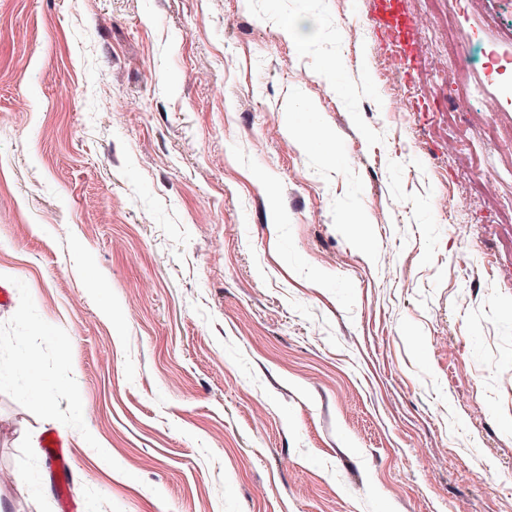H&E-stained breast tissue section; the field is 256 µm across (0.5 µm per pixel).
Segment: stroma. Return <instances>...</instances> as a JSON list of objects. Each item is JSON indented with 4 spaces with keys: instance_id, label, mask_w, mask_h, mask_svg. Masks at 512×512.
Returning a JSON list of instances; mask_svg holds the SVG:
<instances>
[{
    "instance_id": "1",
    "label": "stroma",
    "mask_w": 512,
    "mask_h": 512,
    "mask_svg": "<svg viewBox=\"0 0 512 512\" xmlns=\"http://www.w3.org/2000/svg\"><path fill=\"white\" fill-rule=\"evenodd\" d=\"M397 2L0 0V512H512V0ZM386 1L389 3L384 5L380 20L386 30L397 33L401 40L402 36L408 33L410 27L409 19L396 9L395 2H392V0ZM448 86L455 92L453 105L456 112H472V101L479 94L476 88L463 83L460 74L448 67ZM15 370L24 380L25 391L40 399L49 414H54L53 403L45 396L44 381L36 365L35 355L30 351H25L18 359ZM43 447L50 452V456L56 459V479L55 488L60 496L62 509L65 512V504L67 502V487L65 477L70 470V456L63 451L65 442L56 431H49L44 438Z\"/></svg>"
}]
</instances>
